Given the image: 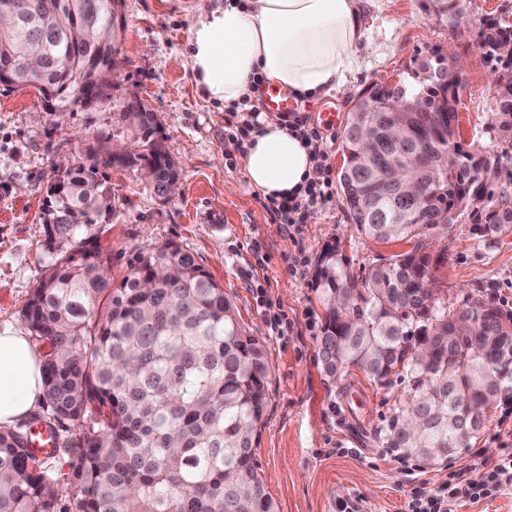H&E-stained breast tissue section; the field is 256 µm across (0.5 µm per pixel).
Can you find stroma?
<instances>
[{"mask_svg": "<svg viewBox=\"0 0 512 512\" xmlns=\"http://www.w3.org/2000/svg\"><path fill=\"white\" fill-rule=\"evenodd\" d=\"M439 3L357 0L364 40L355 68L341 87L300 102L301 112L318 123L322 106L336 105V121L320 143L333 173L341 171L344 127L362 92L405 76L414 58L451 49L464 67L461 138L479 140L492 102L493 75L478 48V32L486 15L512 7V0H472L470 22L453 42ZM223 4L125 0L126 30L119 45L125 66L110 97L91 109L50 115L35 89L0 88V329H23L21 310L48 272L40 215L52 163L86 156L88 147L111 131L114 113L142 100L158 115L181 171L180 187L162 203L139 172L109 169L114 213L101 236L108 275L120 282L134 254L177 243L194 253L264 343L271 376L253 453L276 512H336L338 500L346 497L361 498L366 512H402L411 490L438 486L472 461H492L501 444L512 445V419L503 420L504 405L496 403L472 447L425 463L384 443L407 383L380 388L355 368L335 379L325 376L317 334L308 327L309 319L325 315L313 282L319 254L326 244L338 243L358 276L377 257L410 250L412 243L361 235L339 191L308 223L289 227L272 219L246 180L243 158L228 136L231 112L208 100L186 60L199 9ZM428 250L440 259L434 270L438 300L452 308L469 298L512 304V233L482 238L465 219L433 239ZM257 285L287 313V336L270 335L253 294ZM57 433L60 449L53 462L61 502L69 507L77 495L69 477L79 431L67 424Z\"/></svg>", "mask_w": 512, "mask_h": 512, "instance_id": "1", "label": "stroma"}]
</instances>
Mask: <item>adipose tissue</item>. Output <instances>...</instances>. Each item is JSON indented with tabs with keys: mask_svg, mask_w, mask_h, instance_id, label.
<instances>
[{
	"mask_svg": "<svg viewBox=\"0 0 512 512\" xmlns=\"http://www.w3.org/2000/svg\"><path fill=\"white\" fill-rule=\"evenodd\" d=\"M361 40L356 0H226L200 11L187 59L208 98L231 107L257 74L300 94L336 89ZM317 151L278 122H264L247 145L245 177L262 197H281L301 185ZM42 397V363L27 337L0 330V425L26 418Z\"/></svg>",
	"mask_w": 512,
	"mask_h": 512,
	"instance_id": "adipose-tissue-1",
	"label": "adipose tissue"
}]
</instances>
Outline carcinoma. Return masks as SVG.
Here are the masks:
<instances>
[{
    "label": "carcinoma",
    "mask_w": 512,
    "mask_h": 512,
    "mask_svg": "<svg viewBox=\"0 0 512 512\" xmlns=\"http://www.w3.org/2000/svg\"><path fill=\"white\" fill-rule=\"evenodd\" d=\"M16 10L0 28V60L14 63L9 90L37 89L49 114L91 108L114 85L100 76L119 54L112 0H0ZM448 33L459 35L468 0H448ZM498 20L479 33L493 64L497 92L512 91V39L497 38ZM425 95L431 112L401 115L407 139L394 146L379 134L371 147L344 131L340 185L354 224L381 241L416 238L409 251L383 258L356 279L337 246H326L313 272L326 310L317 350L335 377L358 368L380 388L400 379L409 398L389 423L386 444L467 448L483 422L460 433L461 422L492 385L512 383V309L465 300L453 310L432 294L428 239L448 232L441 217L462 208L485 237L512 232V205L494 200L480 170L512 158L506 151L459 150V168L431 169L459 136L453 97L429 80H404L358 104L383 128L395 96ZM483 136L512 140V99L491 110ZM114 138L140 149L134 162L115 163L112 148L90 149L64 170V186L42 207L49 273L33 288L21 319L42 353V417L49 426L80 430L70 480L74 512H275L257 474L254 435L267 406L270 369L263 345L237 320L232 301L189 250L170 243L128 262L118 287L105 273L100 234L114 212L104 170L151 164L153 193L179 178L157 113L135 100L112 121ZM406 155L429 187L416 203L383 176L392 150ZM459 338L452 347L441 335ZM425 425L407 433L402 424ZM51 459L28 452V433L0 428V512H67L59 506Z\"/></svg>",
    "instance_id": "1"
}]
</instances>
